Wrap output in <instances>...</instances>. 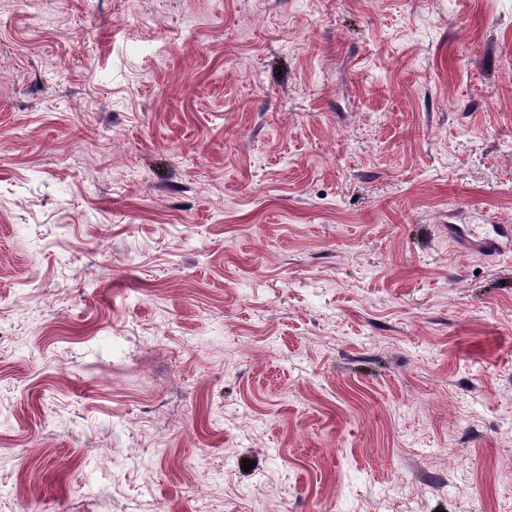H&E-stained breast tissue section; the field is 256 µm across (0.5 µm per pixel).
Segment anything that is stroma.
<instances>
[{"label": "stroma", "mask_w": 512, "mask_h": 512, "mask_svg": "<svg viewBox=\"0 0 512 512\" xmlns=\"http://www.w3.org/2000/svg\"><path fill=\"white\" fill-rule=\"evenodd\" d=\"M452 224L512 225V0L0 6V512H512Z\"/></svg>", "instance_id": "obj_1"}]
</instances>
